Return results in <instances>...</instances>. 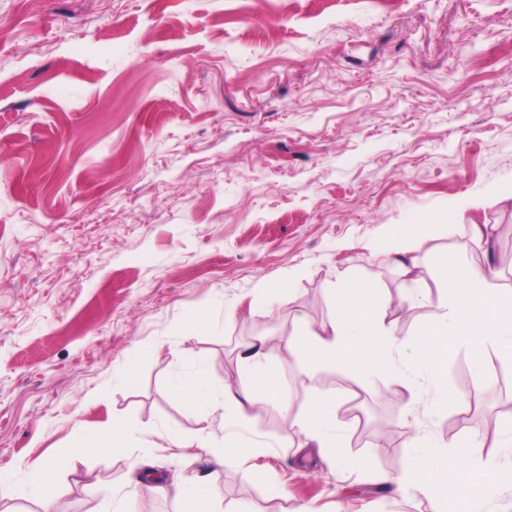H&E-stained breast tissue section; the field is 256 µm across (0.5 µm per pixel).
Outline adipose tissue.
<instances>
[{
    "label": "adipose tissue",
    "instance_id": "obj_1",
    "mask_svg": "<svg viewBox=\"0 0 512 512\" xmlns=\"http://www.w3.org/2000/svg\"><path fill=\"white\" fill-rule=\"evenodd\" d=\"M439 286L443 297L438 303V321L468 347L474 368H482L484 354L490 349L512 361V289L502 286L499 270L491 264L478 271L454 265L442 270ZM392 309L389 297L376 288L356 284L337 289L326 320L317 327L299 323L288 346L300 352L312 366L339 362L360 372L393 366L402 341L385 325V317ZM443 354L442 348L432 346L424 338H416L411 366L399 374L400 386L414 391L419 378L425 376L433 381L439 403L457 400V393L436 367ZM272 359V351L261 341L241 356L237 386L216 391L204 371L199 370L173 377L171 390L180 402L197 409H208L216 402H223L225 419L231 424L243 422L251 408L262 401L275 403L286 412L290 406L271 370ZM334 404L333 397L310 392L306 410L296 416L294 422L319 453L331 456L343 469L348 460L342 452L344 438L332 417ZM133 433L128 423L116 420L107 430L81 434L76 447L58 449L51 460L31 468L23 479L10 480L9 485L16 497L37 500L43 512H52L59 471L76 448L106 455L121 453L130 448ZM447 456L446 446L426 435L410 453L402 478L393 479L380 470L376 479L383 485L394 484L396 493L407 497L425 492L420 477L430 473L437 478L439 499L444 500L455 491V478L447 470ZM144 487L151 494L174 497L181 503L182 512H211V479L169 484L152 476Z\"/></svg>",
    "mask_w": 512,
    "mask_h": 512
}]
</instances>
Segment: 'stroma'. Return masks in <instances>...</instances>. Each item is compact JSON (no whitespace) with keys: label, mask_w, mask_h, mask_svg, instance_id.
<instances>
[{"label":"stroma","mask_w":512,"mask_h":512,"mask_svg":"<svg viewBox=\"0 0 512 512\" xmlns=\"http://www.w3.org/2000/svg\"><path fill=\"white\" fill-rule=\"evenodd\" d=\"M512 0H0V473L23 476L80 430L136 428L122 455H77L56 512H170L142 458L175 481L209 471L224 410L179 403L174 375L232 384L254 336L274 348L289 413L257 405L214 512H433L374 492L423 435L504 474L512 415L495 352L474 371L434 304L409 303L442 263L473 264L470 223L511 243ZM469 208L463 224L429 217ZM433 235L417 276L385 253ZM401 302L405 333L446 346L460 394L428 383L392 410L387 370L324 367L352 467L304 457L298 322L320 325L339 281ZM198 310L209 328L187 332ZM233 319H226V312ZM135 362L125 384L119 368ZM185 447H173L170 434ZM257 480L246 479V472Z\"/></svg>","instance_id":"1"}]
</instances>
